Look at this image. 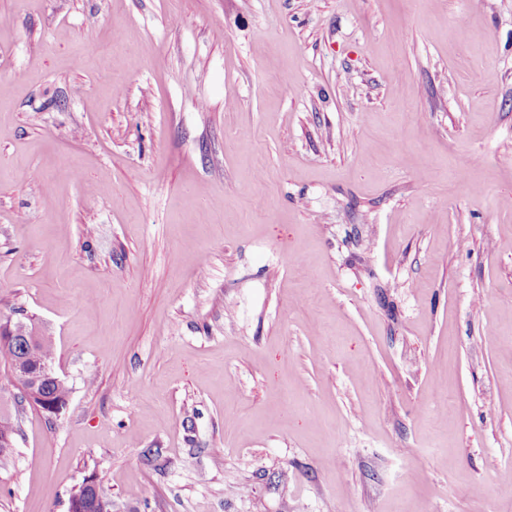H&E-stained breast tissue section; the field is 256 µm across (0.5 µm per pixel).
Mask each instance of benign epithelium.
Masks as SVG:
<instances>
[{
	"instance_id": "benign-epithelium-1",
	"label": "benign epithelium",
	"mask_w": 512,
	"mask_h": 512,
	"mask_svg": "<svg viewBox=\"0 0 512 512\" xmlns=\"http://www.w3.org/2000/svg\"><path fill=\"white\" fill-rule=\"evenodd\" d=\"M43 333L36 327L24 322L7 320L0 323V341L10 345L18 354L14 368L18 376L16 386L25 401L43 400L48 387L63 383L54 371L53 363L46 362L40 368L32 370L27 365V353L41 342Z\"/></svg>"
}]
</instances>
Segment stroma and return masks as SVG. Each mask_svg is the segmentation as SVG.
I'll return each instance as SVG.
<instances>
[{"mask_svg":"<svg viewBox=\"0 0 512 512\" xmlns=\"http://www.w3.org/2000/svg\"><path fill=\"white\" fill-rule=\"evenodd\" d=\"M0 512H512V0H0ZM43 337V333L36 327L21 321L7 320L0 323L1 342L10 345L19 355L14 364L18 376L16 386L20 389L25 401L32 403L37 399L42 402L44 393L47 391L45 396L64 409L68 404L69 388L66 384H61L64 383L63 379L54 371L52 363L54 343L51 337L46 336L39 349L31 353L27 360V353L33 350ZM44 360L50 362L38 368ZM27 361L32 367L38 369H30Z\"/></svg>","mask_w":512,"mask_h":512,"instance_id":"35a3bbf8","label":"stroma"}]
</instances>
